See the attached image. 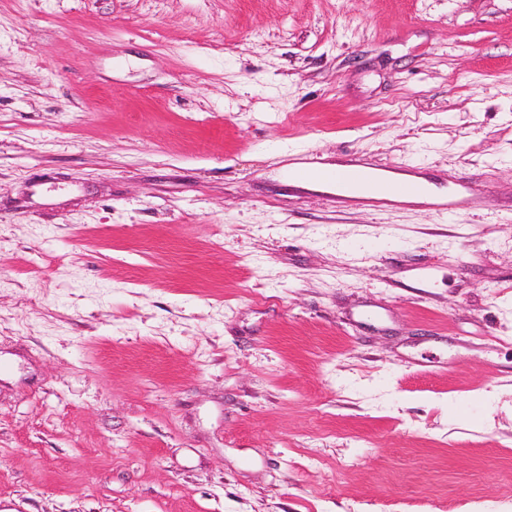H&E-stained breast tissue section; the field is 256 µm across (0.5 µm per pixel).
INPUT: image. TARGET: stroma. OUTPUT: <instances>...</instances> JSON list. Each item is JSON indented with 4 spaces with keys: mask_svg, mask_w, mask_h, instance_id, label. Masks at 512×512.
<instances>
[{
    "mask_svg": "<svg viewBox=\"0 0 512 512\" xmlns=\"http://www.w3.org/2000/svg\"><path fill=\"white\" fill-rule=\"evenodd\" d=\"M0 512H512V0H0ZM301 160V165L287 171V178L331 189L328 197L336 199V203L350 198L347 201L356 205L384 208L398 202L400 198H421L428 193L425 184L419 180H401L393 177L395 170L401 169L411 173L415 166L376 169L365 163L352 161L345 165L347 169L331 173L323 167L320 158L313 154ZM353 186H367L368 193L365 196H348L345 188Z\"/></svg>",
    "mask_w": 512,
    "mask_h": 512,
    "instance_id": "obj_1",
    "label": "stroma"
}]
</instances>
